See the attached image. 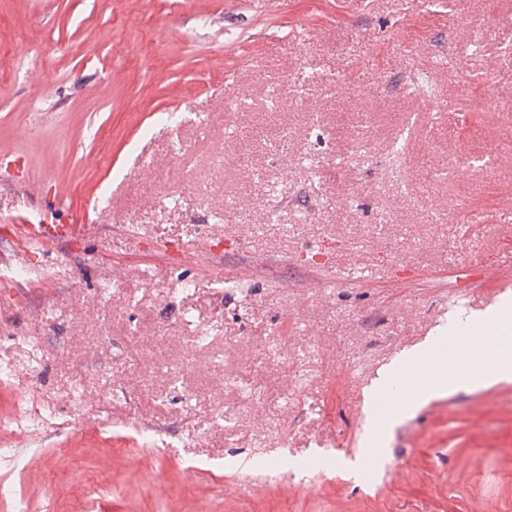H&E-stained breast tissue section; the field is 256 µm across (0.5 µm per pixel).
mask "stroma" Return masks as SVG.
<instances>
[{"label": "stroma", "mask_w": 512, "mask_h": 512, "mask_svg": "<svg viewBox=\"0 0 512 512\" xmlns=\"http://www.w3.org/2000/svg\"><path fill=\"white\" fill-rule=\"evenodd\" d=\"M511 117L512 0H0V448L51 410L0 484L32 512H226L235 482V512H512V380L364 458L378 373L512 296V211L481 204ZM12 224L73 233L11 280Z\"/></svg>", "instance_id": "stroma-1"}]
</instances>
